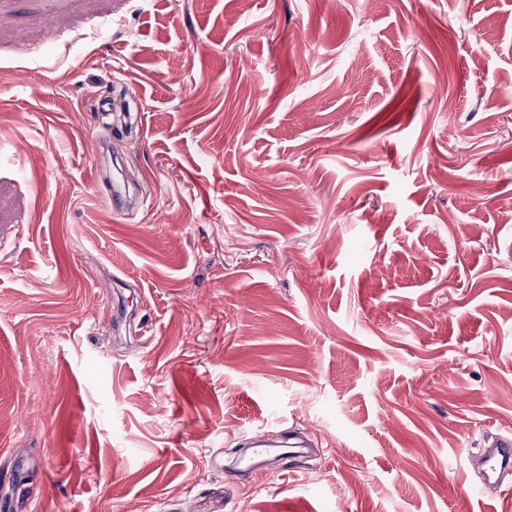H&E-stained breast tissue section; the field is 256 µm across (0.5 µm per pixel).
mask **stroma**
Returning <instances> with one entry per match:
<instances>
[{
    "instance_id": "obj_1",
    "label": "stroma",
    "mask_w": 512,
    "mask_h": 512,
    "mask_svg": "<svg viewBox=\"0 0 512 512\" xmlns=\"http://www.w3.org/2000/svg\"><path fill=\"white\" fill-rule=\"evenodd\" d=\"M508 431L512 0H0L5 512H512ZM457 454L470 472L465 494H479L482 487L503 488L505 479L512 474V434L498 438L494 448H486L482 453L473 448H458Z\"/></svg>"
}]
</instances>
